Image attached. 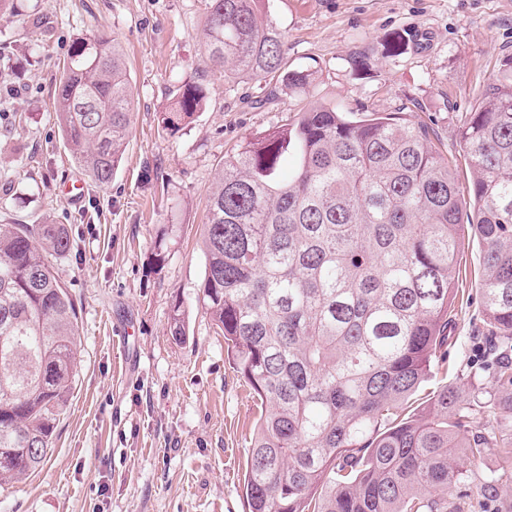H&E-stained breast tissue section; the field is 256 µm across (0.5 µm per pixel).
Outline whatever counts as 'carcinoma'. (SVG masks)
I'll return each instance as SVG.
<instances>
[{"mask_svg":"<svg viewBox=\"0 0 512 512\" xmlns=\"http://www.w3.org/2000/svg\"><path fill=\"white\" fill-rule=\"evenodd\" d=\"M203 48L224 80L302 90L265 0H205ZM469 113L461 138L473 180L463 217L448 159L391 113L351 120L314 104L224 156L207 199L198 297L261 402L244 478L248 512H457L466 462L512 432L475 435L472 408L445 386L417 417L399 405L448 359L464 226L482 247V313L512 348V60ZM118 42L72 49L53 101L66 145L91 181L112 180L133 120ZM161 126L201 110L192 83L170 90ZM64 224H0V490L44 465L77 375L79 308L52 259ZM186 336L181 306L169 326ZM473 403L512 410V361Z\"/></svg>","mask_w":512,"mask_h":512,"instance_id":"cac0c4a2","label":"carcinoma"}]
</instances>
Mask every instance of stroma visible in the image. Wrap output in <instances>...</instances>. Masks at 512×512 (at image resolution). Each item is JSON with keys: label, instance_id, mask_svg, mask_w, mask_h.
<instances>
[{"label": "stroma", "instance_id": "obj_1", "mask_svg": "<svg viewBox=\"0 0 512 512\" xmlns=\"http://www.w3.org/2000/svg\"><path fill=\"white\" fill-rule=\"evenodd\" d=\"M303 93L273 97L228 82L201 48L204 0H9L0 7V76L12 92L0 123V222L67 225L55 268L80 306L77 376L41 468L0 491V512H248L243 491L260 402L221 331L203 313L206 199L226 153L321 103L352 120L396 113L427 126L469 209L472 170L461 130L512 55V0H270ZM122 47L134 118L120 169L99 187L75 162L52 108L73 43ZM200 81L205 108L163 131L174 84ZM83 182L81 199L65 191ZM165 242L164 265L154 261ZM481 247L463 234L448 360L399 411L425 412L454 368L477 371L488 328L479 303ZM187 336L169 332L174 305ZM494 480L512 512V455L488 449L474 486Z\"/></svg>", "mask_w": 512, "mask_h": 512}]
</instances>
